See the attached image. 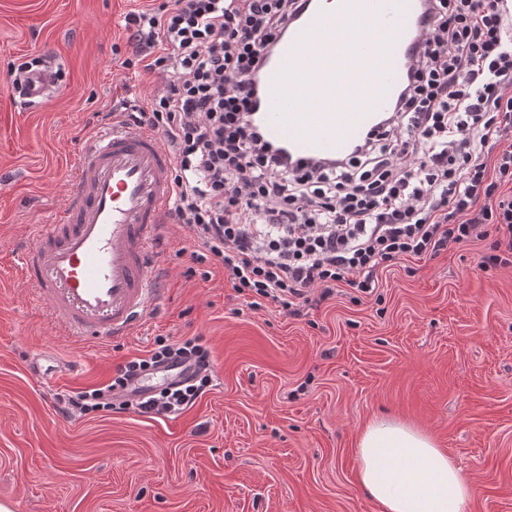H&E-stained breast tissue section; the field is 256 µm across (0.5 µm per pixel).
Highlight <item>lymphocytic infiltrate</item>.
Instances as JSON below:
<instances>
[{
  "instance_id": "lymphocytic-infiltrate-1",
  "label": "lymphocytic infiltrate",
  "mask_w": 512,
  "mask_h": 512,
  "mask_svg": "<svg viewBox=\"0 0 512 512\" xmlns=\"http://www.w3.org/2000/svg\"><path fill=\"white\" fill-rule=\"evenodd\" d=\"M417 51L390 120L330 162L287 160L253 121L266 58L305 0H169L130 15L133 38L163 86L135 126L173 155L174 216L233 289L302 306L347 287L367 298L378 272L406 258L499 234L482 265L512 262V0H426ZM192 376L132 399L128 383L165 363ZM213 381L201 337L156 339L98 386L59 395L68 416L143 417L192 407Z\"/></svg>"
}]
</instances>
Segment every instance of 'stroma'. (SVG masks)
Instances as JSON below:
<instances>
[{
	"label": "stroma",
	"instance_id": "1",
	"mask_svg": "<svg viewBox=\"0 0 512 512\" xmlns=\"http://www.w3.org/2000/svg\"><path fill=\"white\" fill-rule=\"evenodd\" d=\"M165 0H0V502L13 512H381L359 480L364 427L389 417L430 435L471 483L465 512H512V268L479 267L486 237L379 274L302 316L250 306L178 224L161 225L160 300L124 339L62 334L17 256L66 202L84 139L144 105L131 13ZM58 65L56 93L25 105L20 64ZM210 279H203V272ZM158 336L203 337L213 386L188 411L65 418L58 394L107 382ZM80 358L61 383L34 358Z\"/></svg>",
	"mask_w": 512,
	"mask_h": 512
}]
</instances>
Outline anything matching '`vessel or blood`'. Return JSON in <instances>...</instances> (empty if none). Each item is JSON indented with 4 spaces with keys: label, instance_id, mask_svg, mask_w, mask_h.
Segmentation results:
<instances>
[{
    "label": "vessel or blood",
    "instance_id": "1",
    "mask_svg": "<svg viewBox=\"0 0 512 512\" xmlns=\"http://www.w3.org/2000/svg\"><path fill=\"white\" fill-rule=\"evenodd\" d=\"M424 0H345L328 11L309 0L268 57L257 118L295 159L349 152L389 111L407 77ZM27 104L55 92L53 69L25 76ZM173 159L152 131L113 124L90 136L55 220L34 227L19 258L54 323L79 339L129 336L159 300L155 241L174 187Z\"/></svg>",
    "mask_w": 512,
    "mask_h": 512
}]
</instances>
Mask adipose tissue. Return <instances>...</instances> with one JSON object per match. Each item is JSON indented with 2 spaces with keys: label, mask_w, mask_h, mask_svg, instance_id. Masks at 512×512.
<instances>
[{
  "label": "adipose tissue",
  "mask_w": 512,
  "mask_h": 512,
  "mask_svg": "<svg viewBox=\"0 0 512 512\" xmlns=\"http://www.w3.org/2000/svg\"><path fill=\"white\" fill-rule=\"evenodd\" d=\"M360 480L382 512H464L473 489L425 433L380 418L358 441Z\"/></svg>",
  "instance_id": "ef3b65f1"
}]
</instances>
